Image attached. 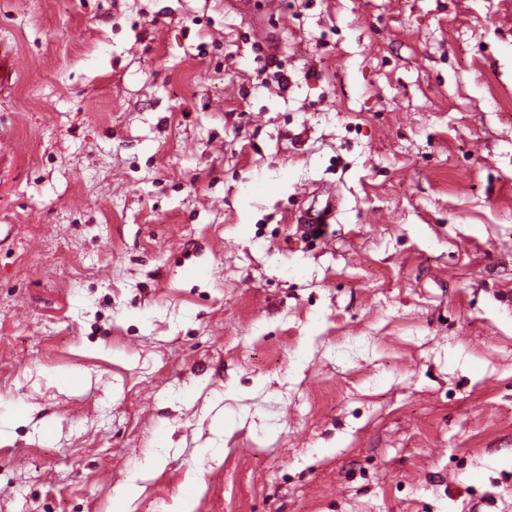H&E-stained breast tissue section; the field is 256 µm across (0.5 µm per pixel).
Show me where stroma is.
<instances>
[{
	"instance_id": "35a3bbf8",
	"label": "stroma",
	"mask_w": 512,
	"mask_h": 512,
	"mask_svg": "<svg viewBox=\"0 0 512 512\" xmlns=\"http://www.w3.org/2000/svg\"><path fill=\"white\" fill-rule=\"evenodd\" d=\"M280 3L0 0V512H512V0ZM259 3L264 4V7L259 8ZM225 5L231 10L248 15L260 29L264 28L266 17L273 14L277 9V1L275 0L263 2L255 0H227ZM338 209V199L327 200L322 209H315L314 207L307 208L301 211L297 224H301L307 231L312 233V230L318 227V224H330V220L336 216Z\"/></svg>"
}]
</instances>
